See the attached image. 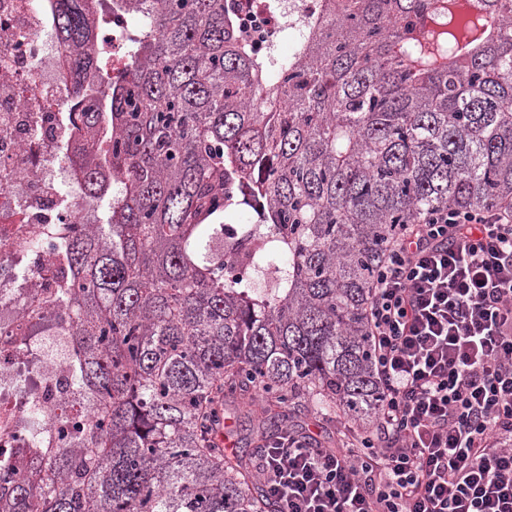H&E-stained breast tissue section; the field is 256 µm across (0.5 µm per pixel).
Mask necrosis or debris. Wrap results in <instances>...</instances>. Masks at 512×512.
<instances>
[{
    "label": "necrosis or debris",
    "mask_w": 512,
    "mask_h": 512,
    "mask_svg": "<svg viewBox=\"0 0 512 512\" xmlns=\"http://www.w3.org/2000/svg\"><path fill=\"white\" fill-rule=\"evenodd\" d=\"M316 0H234L241 34L256 52L279 50L285 29L304 30ZM51 0H0V444L25 447L16 424L39 404L56 427L67 396L69 344L50 336L39 354L22 347L29 325L22 315L46 300L61 278L50 243L59 224H95V200L85 196L72 164L84 145L67 122L74 79L54 36ZM131 17L113 14L95 28L92 50L113 70L127 61Z\"/></svg>",
    "instance_id": "1"
}]
</instances>
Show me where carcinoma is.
Segmentation results:
<instances>
[{"instance_id":"obj_1","label":"carcinoma","mask_w":512,"mask_h":512,"mask_svg":"<svg viewBox=\"0 0 512 512\" xmlns=\"http://www.w3.org/2000/svg\"><path fill=\"white\" fill-rule=\"evenodd\" d=\"M53 2L70 69L97 66L89 0ZM475 2L320 0L277 60L226 0H112L137 21L128 62L76 83L70 113L101 223L68 227L69 279L28 312L67 323L93 415L24 420L0 512H279L255 449L218 442L225 398H270L266 439L300 399L374 420L365 309L386 245L432 211L512 204V0Z\"/></svg>"}]
</instances>
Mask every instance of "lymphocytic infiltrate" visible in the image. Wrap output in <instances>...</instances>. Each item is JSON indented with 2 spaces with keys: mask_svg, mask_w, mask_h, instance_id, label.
<instances>
[{
  "mask_svg": "<svg viewBox=\"0 0 512 512\" xmlns=\"http://www.w3.org/2000/svg\"><path fill=\"white\" fill-rule=\"evenodd\" d=\"M367 320L375 421L261 448L282 512H512V206L404 225Z\"/></svg>",
  "mask_w": 512,
  "mask_h": 512,
  "instance_id": "1",
  "label": "lymphocytic infiltrate"
}]
</instances>
